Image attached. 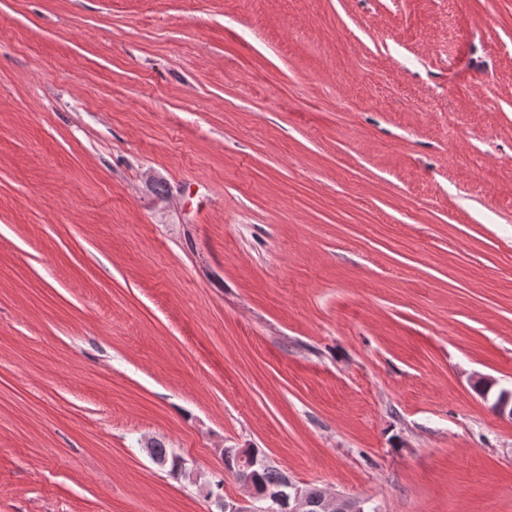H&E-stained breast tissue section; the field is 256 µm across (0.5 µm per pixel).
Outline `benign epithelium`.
<instances>
[{
    "instance_id": "1",
    "label": "benign epithelium",
    "mask_w": 512,
    "mask_h": 512,
    "mask_svg": "<svg viewBox=\"0 0 512 512\" xmlns=\"http://www.w3.org/2000/svg\"><path fill=\"white\" fill-rule=\"evenodd\" d=\"M220 508L224 512H367L361 500L329 496L312 501L306 487L288 476L258 501L226 498Z\"/></svg>"
}]
</instances>
